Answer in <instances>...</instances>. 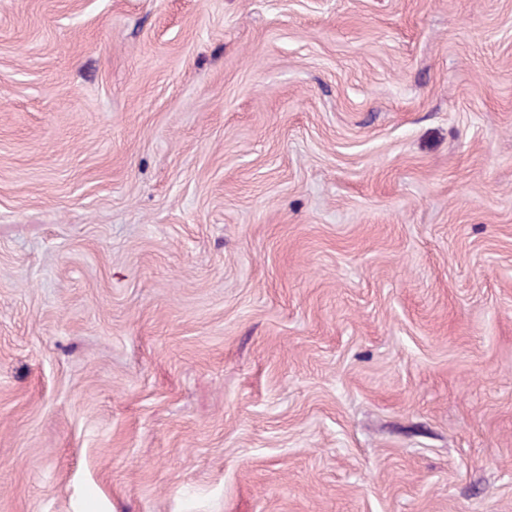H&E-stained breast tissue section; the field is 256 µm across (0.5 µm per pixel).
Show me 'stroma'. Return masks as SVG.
<instances>
[{"instance_id":"stroma-1","label":"stroma","mask_w":512,"mask_h":512,"mask_svg":"<svg viewBox=\"0 0 512 512\" xmlns=\"http://www.w3.org/2000/svg\"><path fill=\"white\" fill-rule=\"evenodd\" d=\"M0 512H512V0H0Z\"/></svg>"}]
</instances>
